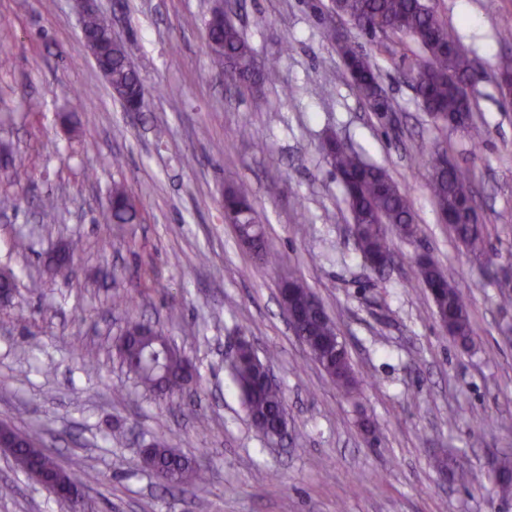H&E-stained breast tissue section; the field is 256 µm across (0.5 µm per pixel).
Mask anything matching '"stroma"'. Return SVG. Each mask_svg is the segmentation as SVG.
Instances as JSON below:
<instances>
[{"mask_svg": "<svg viewBox=\"0 0 512 512\" xmlns=\"http://www.w3.org/2000/svg\"><path fill=\"white\" fill-rule=\"evenodd\" d=\"M113 34L134 30L141 111H125L81 37L74 0H0V268L17 288L0 301V423L40 430L62 467L79 465L95 512H512L490 476L512 456V103L494 72L512 56V0H430L474 60L469 90L484 137L472 143L420 106L407 38L357 36L377 64L394 114L369 112L335 42L314 16L329 0H224L274 82L239 93L213 64L205 24L214 0H124ZM294 90L285 97L283 87ZM41 103L24 110L26 100ZM247 127L249 138L237 137ZM336 134L408 192L415 238L394 237V261L370 270L350 235L342 187L319 150ZM475 180L490 264L473 260L442 223L419 162L431 147ZM142 203L133 224L103 220L113 184ZM244 184L276 264L238 246L224 220L225 185ZM63 207H52L54 199ZM67 275L45 261L72 239ZM449 270L469 303L475 345L441 327L415 274L418 254ZM303 277L336 324L360 383L338 392L291 332L278 300L283 273ZM131 297L117 308L115 296ZM150 321L197 369L182 394L146 391L115 343ZM245 338L272 366L288 436L267 442L232 383L228 353ZM96 354L86 364L82 349ZM209 471L170 495L145 468L155 438ZM480 476L460 485L444 455ZM278 473L276 483L266 473ZM0 512H69L0 448Z\"/></svg>", "mask_w": 512, "mask_h": 512, "instance_id": "1", "label": "stroma"}]
</instances>
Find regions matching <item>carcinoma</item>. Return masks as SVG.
<instances>
[{
    "instance_id": "1",
    "label": "carcinoma",
    "mask_w": 512,
    "mask_h": 512,
    "mask_svg": "<svg viewBox=\"0 0 512 512\" xmlns=\"http://www.w3.org/2000/svg\"><path fill=\"white\" fill-rule=\"evenodd\" d=\"M346 20L358 33L375 38L379 34L408 36L422 49L424 58L412 68L415 90L425 112L434 114L435 124L460 128L474 140L480 139V127L474 121L470 100L461 93V86L470 84L475 76L471 59L459 43L456 31L443 20L425 0H332L328 14L320 17L324 34L338 45L348 73L370 111L378 109L383 88L376 64L370 56L360 52L351 39L338 40L334 18ZM112 16L97 13L83 23V37L103 44L98 67L112 78V91L122 102H131L144 94L143 83L129 63L130 46L124 42L112 49L110 32ZM207 44L215 64L225 70L234 86L251 91L263 83L273 82L278 65L270 61L259 67L254 51L232 20L224 15L209 22ZM322 151L339 177L356 238L364 261H385L392 257L391 231L411 238L416 234L415 215L406 190L400 188L380 166L365 162L361 156L343 146L332 135L323 144ZM430 171V191L441 215L456 213V222L449 225L453 237L476 260L487 257V239L484 225L461 207L474 199L470 178L454 163L448 154L434 147L423 156ZM139 216V209L126 189L112 187L105 219L114 224H130ZM224 218L236 228L240 243L251 239L247 250L254 252L265 263H276L275 255L264 244V232L249 191L243 186L224 188ZM81 251V243L74 241L58 255L54 272L68 269L74 254ZM418 280L429 290L435 314L448 322L447 332L461 347L473 344V328L468 303L452 278L431 258L415 262ZM293 292L295 309L308 341L314 348L313 360L346 395L355 393L358 383L347 348L338 347V336L333 320L325 312L307 282L301 277L288 278ZM116 348L122 363L145 389L166 395L180 389L193 370L168 339L148 321L132 322ZM271 360L253 359L240 354L230 369L235 386L244 402L247 414L265 438L271 439L287 425L285 396L277 385H266L265 370ZM15 439L19 456L15 462L22 470L29 468L44 475L45 485L56 493L70 495L71 512H93L84 493L81 470H64L53 456L42 447L39 436L21 432L0 424V434ZM148 469L164 472L162 485L170 488L202 486L207 482V468L199 460H189L163 440L154 441L145 451ZM501 476L495 483L502 495H512V460L500 461ZM449 477L461 483L479 481L477 474L463 469L453 461L445 464Z\"/></svg>"
}]
</instances>
